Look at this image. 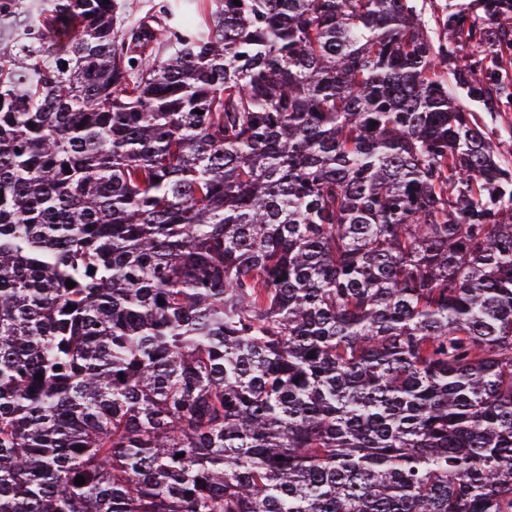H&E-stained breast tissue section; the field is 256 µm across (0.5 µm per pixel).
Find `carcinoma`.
I'll use <instances>...</instances> for the list:
<instances>
[{"instance_id": "obj_1", "label": "carcinoma", "mask_w": 512, "mask_h": 512, "mask_svg": "<svg viewBox=\"0 0 512 512\" xmlns=\"http://www.w3.org/2000/svg\"><path fill=\"white\" fill-rule=\"evenodd\" d=\"M239 2L0 0V512H512V0ZM412 4L415 6L417 12L421 15L422 19L427 23L428 27L432 28V31H437L434 19L440 16L444 12L448 13V9L445 10L446 3L448 0H412ZM436 29V30H435ZM456 94L460 104L473 114L476 122L493 133L494 140L500 144L499 150L512 158V112H486L480 103L469 99L464 92Z\"/></svg>"}]
</instances>
